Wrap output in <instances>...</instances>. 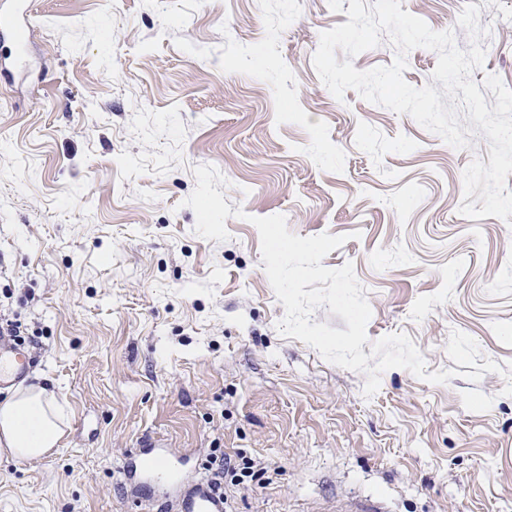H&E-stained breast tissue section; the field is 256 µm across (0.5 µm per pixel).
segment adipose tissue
<instances>
[{"label": "adipose tissue", "mask_w": 512, "mask_h": 512, "mask_svg": "<svg viewBox=\"0 0 512 512\" xmlns=\"http://www.w3.org/2000/svg\"><path fill=\"white\" fill-rule=\"evenodd\" d=\"M60 407L54 394L41 385L19 390L0 403V447L12 457H41L54 448L61 435Z\"/></svg>", "instance_id": "adipose-tissue-1"}]
</instances>
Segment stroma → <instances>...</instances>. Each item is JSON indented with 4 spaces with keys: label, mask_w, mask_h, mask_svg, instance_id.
I'll return each mask as SVG.
<instances>
[{
    "label": "stroma",
    "mask_w": 512,
    "mask_h": 512,
    "mask_svg": "<svg viewBox=\"0 0 512 512\" xmlns=\"http://www.w3.org/2000/svg\"><path fill=\"white\" fill-rule=\"evenodd\" d=\"M486 34L476 83L512 89V0H401L436 31ZM29 69L0 76V313L27 328L63 435L45 456L0 451V512H165L132 496L123 461L146 438L188 454L243 452L267 473L225 484L231 512H512V227L458 212L483 134L457 149L312 57L346 23L328 0H29ZM224 179L229 237L207 240L185 199L193 169ZM301 237L346 236L372 316L363 353L403 333L427 372L453 331L499 364L476 382L364 373L281 334L285 310L254 216Z\"/></svg>",
    "instance_id": "obj_1"
}]
</instances>
